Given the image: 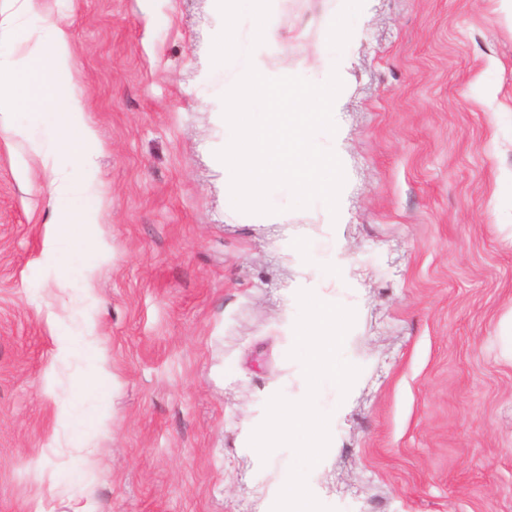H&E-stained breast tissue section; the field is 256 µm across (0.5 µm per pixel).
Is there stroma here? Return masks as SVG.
Returning a JSON list of instances; mask_svg holds the SVG:
<instances>
[{
	"instance_id": "obj_1",
	"label": "stroma",
	"mask_w": 512,
	"mask_h": 512,
	"mask_svg": "<svg viewBox=\"0 0 512 512\" xmlns=\"http://www.w3.org/2000/svg\"><path fill=\"white\" fill-rule=\"evenodd\" d=\"M344 0H272L275 72L330 66ZM98 142V223L60 269L40 167L0 138V512H271L293 451L249 432L308 290L353 309L348 392L307 485L334 512H512V0H366L342 51L344 224L224 196L211 0H44ZM70 348L60 352L59 338Z\"/></svg>"
}]
</instances>
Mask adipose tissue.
Returning <instances> with one entry per match:
<instances>
[{"label":"adipose tissue","instance_id":"adipose-tissue-1","mask_svg":"<svg viewBox=\"0 0 512 512\" xmlns=\"http://www.w3.org/2000/svg\"><path fill=\"white\" fill-rule=\"evenodd\" d=\"M42 0H0V42H14L13 51L0 55V137L23 147L30 163L41 165L49 176L53 202V241L67 247L69 260L80 257L72 250L71 230L94 223L86 209L74 175L59 153L70 154L83 165L93 162L94 131L83 119L81 95L69 81L71 39L58 26L19 30L24 15L36 12ZM29 111L45 139L31 136L16 115Z\"/></svg>","mask_w":512,"mask_h":512}]
</instances>
